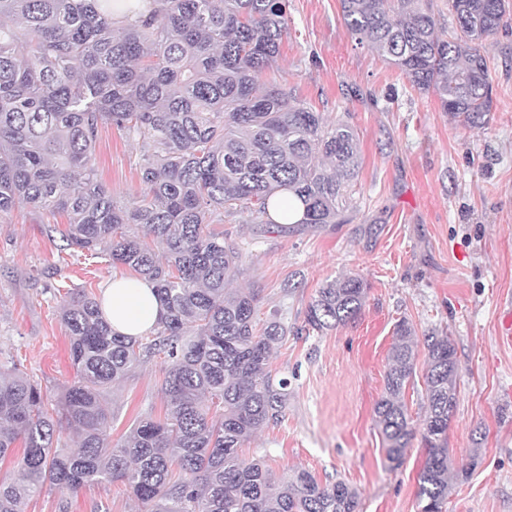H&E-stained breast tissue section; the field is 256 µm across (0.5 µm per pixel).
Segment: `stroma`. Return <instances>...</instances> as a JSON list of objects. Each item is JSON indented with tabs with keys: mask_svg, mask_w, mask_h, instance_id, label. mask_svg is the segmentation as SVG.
Segmentation results:
<instances>
[{
	"mask_svg": "<svg viewBox=\"0 0 512 512\" xmlns=\"http://www.w3.org/2000/svg\"><path fill=\"white\" fill-rule=\"evenodd\" d=\"M288 35L277 62L296 101L329 120L349 115L362 165L346 223L286 235L235 214L215 223L245 258L232 286L252 290L259 318L280 310L300 326L326 281L360 276L368 295L353 322L320 336H287L270 359L291 380L284 422L248 443L282 476L295 467L321 482L344 480L358 512H419L425 460L412 441L391 468L375 423L393 328L436 330L456 350L458 400L448 428L454 465L470 477L448 490L445 512H512V344L499 339L512 310V25L485 45L493 110L469 128L442 112L383 57L357 44L339 0H288ZM101 182L118 201L139 191L140 148L103 124L95 150ZM63 215L25 209L0 219V364H20L50 395L73 384L68 337L56 296L74 287L100 294L114 269L60 248ZM160 359L138 365L107 393L113 438L146 416H164ZM141 512L118 482L60 493L46 487L23 512Z\"/></svg>",
	"mask_w": 512,
	"mask_h": 512,
	"instance_id": "obj_1",
	"label": "stroma"
}]
</instances>
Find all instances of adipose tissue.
Wrapping results in <instances>:
<instances>
[{
  "mask_svg": "<svg viewBox=\"0 0 512 512\" xmlns=\"http://www.w3.org/2000/svg\"><path fill=\"white\" fill-rule=\"evenodd\" d=\"M101 303L113 332L133 338L147 335L162 313L154 283L137 275L108 281Z\"/></svg>",
  "mask_w": 512,
  "mask_h": 512,
  "instance_id": "obj_1",
  "label": "adipose tissue"
}]
</instances>
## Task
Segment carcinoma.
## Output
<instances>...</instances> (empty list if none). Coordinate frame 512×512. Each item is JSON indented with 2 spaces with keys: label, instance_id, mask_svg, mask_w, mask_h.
Listing matches in <instances>:
<instances>
[{
  "label": "carcinoma",
  "instance_id": "cac0c4a2",
  "mask_svg": "<svg viewBox=\"0 0 512 512\" xmlns=\"http://www.w3.org/2000/svg\"><path fill=\"white\" fill-rule=\"evenodd\" d=\"M288 0H154L148 14L115 27L98 0H0V217L18 208L63 213V249L106 256L152 280L164 309L140 339L112 333L99 300L70 289L59 300L78 380L55 400L17 365H0V512H22L47 485L60 493L120 481L145 512H357L342 481L307 469L275 479L263 459L244 457L256 433L284 421L286 377L269 369L288 335L278 312L257 328L256 295L228 284L239 245L213 232L226 213L257 223L286 191L299 220L293 234L344 222L346 192L360 166L349 121L290 102L274 65L288 35ZM347 30L466 127L493 110L483 45L512 17V0H448L457 29L438 35L422 0H340ZM109 122L141 144V189L125 202L98 177L95 149ZM162 247L159 261L152 245ZM357 276L334 279L308 302L297 337L356 319L367 298ZM421 429L406 389L417 340L394 327L391 362L375 422L387 459L401 465L420 433L425 462L420 512H443L453 468L448 428L458 368L447 336L423 337ZM165 365L164 419L111 438L105 390L143 359ZM76 436L58 447L62 428Z\"/></svg>",
  "mask_w": 512,
  "mask_h": 512
}]
</instances>
